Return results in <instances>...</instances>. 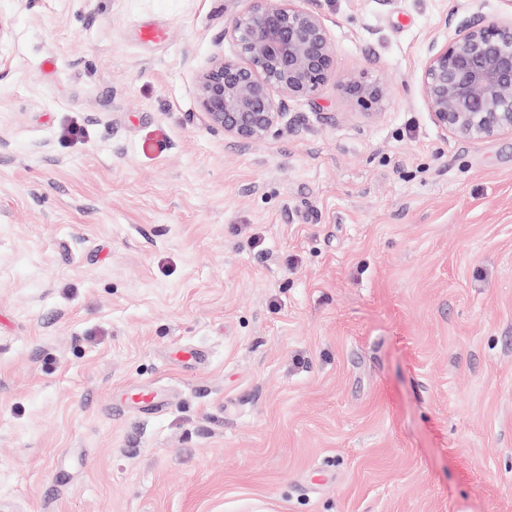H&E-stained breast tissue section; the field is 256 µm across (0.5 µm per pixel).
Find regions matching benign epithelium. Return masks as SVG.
Returning a JSON list of instances; mask_svg holds the SVG:
<instances>
[{
	"label": "benign epithelium",
	"mask_w": 512,
	"mask_h": 512,
	"mask_svg": "<svg viewBox=\"0 0 512 512\" xmlns=\"http://www.w3.org/2000/svg\"><path fill=\"white\" fill-rule=\"evenodd\" d=\"M231 35L237 58L214 55L197 74L208 124L242 140L265 138L291 100L314 96L333 76L334 49L319 14L303 0H246ZM361 101L385 95L355 83ZM420 92L444 135L490 139L512 135V19L462 23L427 48Z\"/></svg>",
	"instance_id": "benign-epithelium-1"
}]
</instances>
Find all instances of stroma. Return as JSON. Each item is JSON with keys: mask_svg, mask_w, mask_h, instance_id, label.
Here are the masks:
<instances>
[{"mask_svg": "<svg viewBox=\"0 0 512 512\" xmlns=\"http://www.w3.org/2000/svg\"><path fill=\"white\" fill-rule=\"evenodd\" d=\"M305 5L335 76L251 143L243 0H0V512H512V136L419 89L512 0ZM161 407L158 392L154 388L135 386L123 392L119 405L115 406L114 409L112 408V414L116 417H122L131 409H136L143 413H155Z\"/></svg>", "mask_w": 512, "mask_h": 512, "instance_id": "stroma-1", "label": "stroma"}]
</instances>
